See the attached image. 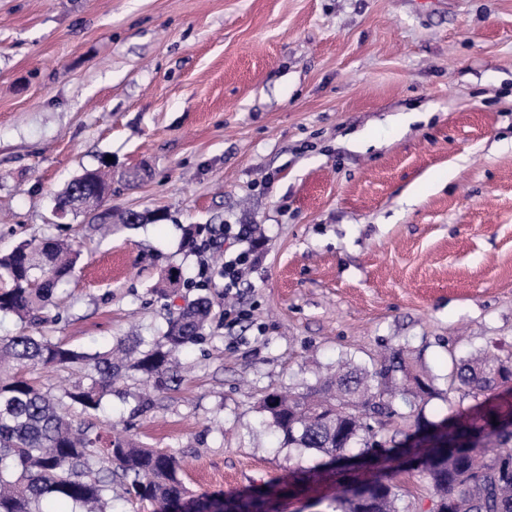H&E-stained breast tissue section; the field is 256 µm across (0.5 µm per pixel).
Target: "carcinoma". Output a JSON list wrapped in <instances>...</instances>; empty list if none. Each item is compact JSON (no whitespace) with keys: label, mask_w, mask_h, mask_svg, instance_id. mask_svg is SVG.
<instances>
[{"label":"carcinoma","mask_w":512,"mask_h":512,"mask_svg":"<svg viewBox=\"0 0 512 512\" xmlns=\"http://www.w3.org/2000/svg\"><path fill=\"white\" fill-rule=\"evenodd\" d=\"M111 191L99 170H87L58 195L57 206L75 214L96 209ZM77 253L67 244L47 240L20 244L0 256L8 285L0 288V312L26 323L14 336L0 337V512H41L39 504L57 498L75 506L73 512H106L114 487L129 500L149 502L154 512H181L195 506L202 512H262L279 483L268 482L262 496L196 497L181 478V461L169 451L138 446L128 438L74 420L92 416L112 395V384L129 371L163 393L179 381L177 355L205 338L209 301L202 297L170 319L149 349L136 352L118 344L87 354L40 335L48 321L47 306L55 303L59 286L73 272ZM507 360L491 350L452 358L448 394L490 395L512 383ZM31 366L49 370L79 368L81 380L51 394L30 380L9 374V368ZM435 377L401 348L391 351L380 368L346 359L301 392H271L259 402L263 424L281 448H296L319 458L316 466L289 472L297 481L314 479L319 469L341 468L344 455L370 458L394 452L375 440L373 423L397 415L395 400L410 412L407 427L431 432L416 451L429 459L423 470L435 490L433 512H512V448L495 422L512 415V404L491 402L470 421L438 435L437 423L424 408L438 396ZM392 479L353 490L348 483L336 492L332 512H400Z\"/></svg>","instance_id":"carcinoma-1"}]
</instances>
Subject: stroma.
Instances as JSON below:
<instances>
[{
  "label": "stroma",
  "mask_w": 512,
  "mask_h": 512,
  "mask_svg": "<svg viewBox=\"0 0 512 512\" xmlns=\"http://www.w3.org/2000/svg\"><path fill=\"white\" fill-rule=\"evenodd\" d=\"M87 169L111 233L53 212ZM221 224L267 235L234 324L223 280L195 286ZM45 238L81 252L51 340L135 347L211 305L183 382L128 373L96 423L183 457L196 493L313 466L260 430L265 394L390 347L441 389L451 356L512 354V0H0V253ZM392 474L400 512H431L419 470ZM337 480L277 512H327Z\"/></svg>",
  "instance_id": "1"
}]
</instances>
